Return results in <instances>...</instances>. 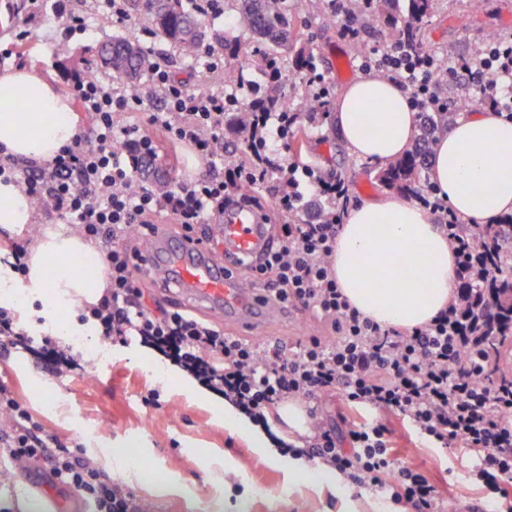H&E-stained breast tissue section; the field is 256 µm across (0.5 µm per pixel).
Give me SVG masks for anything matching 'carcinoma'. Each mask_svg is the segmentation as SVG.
Masks as SVG:
<instances>
[{
	"mask_svg": "<svg viewBox=\"0 0 512 512\" xmlns=\"http://www.w3.org/2000/svg\"><path fill=\"white\" fill-rule=\"evenodd\" d=\"M237 21L252 34L255 41L269 47L255 64L273 74L272 79L262 88L249 89L251 100L241 106L234 103L224 112V128L230 130L241 144H249L255 130L251 124L252 114L259 111L282 115L286 119L287 137L296 140L298 129L305 120L325 119L329 116L327 103L315 101V108L309 112H281V85L288 79L278 57V49H295L294 73L306 75L313 71L314 55L309 44L298 36L295 20L288 17L284 9L285 0H236ZM398 0H369L368 6L360 7L356 17L363 21L383 22L388 35L398 40L404 34L417 38L419 23L427 18L434 6V0H404L406 16L397 17L393 10ZM126 12L142 15L152 25L160 38L177 46L190 55L208 38L205 23L188 4L187 0H126ZM100 67L112 71V77L121 81L135 93L146 91L144 77L153 67L150 54L145 46L129 39L106 41L96 51ZM457 113L448 111V104H441L435 112L420 113L418 134L415 143L403 157L379 169L374 176L381 186L417 197L424 190L423 172L427 169L426 159L431 154L436 138L447 132L456 120ZM457 229L475 241L478 250L485 253L488 261L504 263L506 252L512 248V217L498 224H483L478 228L466 224ZM459 288L477 306L459 308V317L468 321L480 320L486 331L493 336L492 348L497 349L512 342V275L499 274L493 284L484 283L467 275L460 280Z\"/></svg>",
	"mask_w": 512,
	"mask_h": 512,
	"instance_id": "obj_1",
	"label": "carcinoma"
}]
</instances>
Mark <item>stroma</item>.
<instances>
[{
    "instance_id": "stroma-1",
    "label": "stroma",
    "mask_w": 512,
    "mask_h": 512,
    "mask_svg": "<svg viewBox=\"0 0 512 512\" xmlns=\"http://www.w3.org/2000/svg\"><path fill=\"white\" fill-rule=\"evenodd\" d=\"M68 13L83 16L85 28L60 44L64 18L30 10L16 14V0H0V44L15 40L18 29L30 32L25 55H12L5 66L34 65L48 73L61 93H69L71 78L81 73L103 41L122 37L145 43L153 61L176 74L189 90L223 89L226 67H209L198 57L181 56L167 42L148 38L144 18L116 21L99 12L94 0H65ZM236 4L226 0L221 15L206 17L213 37L208 47L221 49L224 38L240 45L238 64L253 67L257 44L250 34L234 27ZM289 13L298 18L303 34L312 36L317 70L331 94L362 74L358 44L373 48L388 42L384 27L360 29L357 38L345 37L339 24L328 21L329 0H288ZM512 38V0H437L434 13L420 27L426 50L440 57L473 53L488 34ZM149 133L161 146L160 172L175 188L206 174L207 165L188 147L170 143L159 128ZM303 150L294 153L287 139L269 133L271 153L285 164L312 167L322 179L345 183L346 204L381 194L373 166L348 155L331 124L303 126ZM28 340L9 343L0 352V383L5 384L30 413L43 433L81 445L89 457L112 452L128 457L141 469L145 482H132L133 494L150 504L152 512H346L348 503L327 489L293 486L285 467L261 458L250 442L229 430L215 406L182 386L179 379L155 374L147 366L143 345L127 341H97V354L76 346L78 368L59 374L55 358L30 345L59 322H76L79 308L51 311L30 301L17 312ZM157 403H148L150 393ZM318 422L330 430L337 447L349 448V431L359 422L384 423L391 431L395 467L422 471L436 486L440 512H493L491 496L468 477L475 457L465 449L432 448L418 438L406 419L379 409H354L342 392L310 400ZM43 484L34 488L15 481L0 486V512H21L28 499L35 512H51L54 501L68 491L51 479L44 463L33 465Z\"/></svg>"
}]
</instances>
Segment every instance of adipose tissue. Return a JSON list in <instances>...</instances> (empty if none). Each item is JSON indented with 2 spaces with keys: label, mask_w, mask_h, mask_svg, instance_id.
<instances>
[{
  "label": "adipose tissue",
  "mask_w": 512,
  "mask_h": 512,
  "mask_svg": "<svg viewBox=\"0 0 512 512\" xmlns=\"http://www.w3.org/2000/svg\"><path fill=\"white\" fill-rule=\"evenodd\" d=\"M382 102L386 111H374ZM71 99L33 66L0 70V147L9 154L49 162L78 134ZM333 124L348 154L380 166L401 158L417 134L418 114L388 76L359 75L334 102ZM430 185L466 223L491 224L512 214V119L469 112L441 136L430 157ZM35 205L15 184L0 182V224L22 232ZM25 281L0 276V305L19 298L53 309L97 303L106 286L94 246L73 231L48 229L30 249ZM350 304L380 327L421 328L456 296L457 257L448 233L431 211L396 195L382 194L352 206L336 233L330 257ZM225 425L246 436L262 458L284 464L299 487L340 490L335 470L296 455L284 456L266 434L231 405L221 406Z\"/></svg>",
  "instance_id": "1"
}]
</instances>
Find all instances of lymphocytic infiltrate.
I'll return each mask as SVG.
<instances>
[{
	"label": "lymphocytic infiltrate",
	"mask_w": 512,
	"mask_h": 512,
	"mask_svg": "<svg viewBox=\"0 0 512 512\" xmlns=\"http://www.w3.org/2000/svg\"><path fill=\"white\" fill-rule=\"evenodd\" d=\"M363 65L398 80L415 111L438 110V78L445 72L468 75L486 109L512 117L511 38L493 39L473 55L444 63L405 37L371 51ZM151 84L166 105L149 112L148 125L163 129L172 142L192 146L209 168L178 189L141 179L142 170L157 160L159 146L140 127L116 119L117 113L144 107L148 96L100 80L79 76L72 84L82 111L93 119L91 136L77 135L45 165L0 151L1 181L20 182L45 212L66 219L88 240L109 243L107 287L88 309L100 336L140 337L257 420L284 400L342 390L353 405L408 419L434 447L453 442L474 453V480L492 495L498 512H512V429L502 423L512 413V378L488 382V337L461 332L452 307L428 326L404 333L362 318L331 270L335 224L276 225L280 248L250 269L254 281L279 302L329 323L334 342L314 336L292 352L265 349L181 311L146 306L125 245L131 233L152 231L151 219L161 212L184 230H206L214 214L239 200L240 187L264 185L277 163L260 150L248 164L218 175L224 162L223 93L189 91L160 66L153 68ZM312 188L340 203L346 197L343 182H325L311 169L291 165L278 193L280 206L297 211ZM349 437L352 448L344 453L329 430L318 429L314 458L371 490L382 489L381 476L392 462L388 427L359 424ZM40 459L49 461L53 479L78 492L92 512H149L132 492L105 476L80 445L43 435L26 408L0 385V482L11 480L20 465ZM397 485V498L415 502L419 512H434L437 490L424 474L400 469Z\"/></svg>",
	"instance_id": "lymphocytic-infiltrate-1"
}]
</instances>
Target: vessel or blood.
<instances>
[{"mask_svg":"<svg viewBox=\"0 0 512 512\" xmlns=\"http://www.w3.org/2000/svg\"><path fill=\"white\" fill-rule=\"evenodd\" d=\"M224 246L215 259L210 245L193 233L172 234L156 225L146 237L137 264L144 278L163 296L177 297L183 307L249 334L295 319V308L274 300L262 284H247L235 270L259 260L276 244L272 225L249 208L226 213L216 225Z\"/></svg>","mask_w":512,"mask_h":512,"instance_id":"b4317fda","label":"vessel or blood"}]
</instances>
